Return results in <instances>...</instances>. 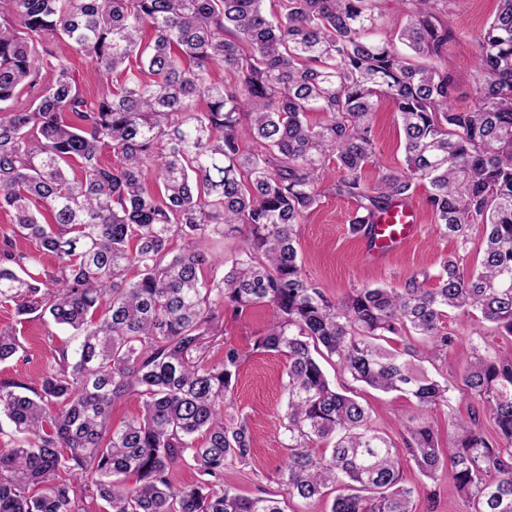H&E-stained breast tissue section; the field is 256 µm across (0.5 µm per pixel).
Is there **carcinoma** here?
I'll list each match as a JSON object with an SVG mask.
<instances>
[{"label":"carcinoma","mask_w":512,"mask_h":512,"mask_svg":"<svg viewBox=\"0 0 512 512\" xmlns=\"http://www.w3.org/2000/svg\"><path fill=\"white\" fill-rule=\"evenodd\" d=\"M448 2L396 0L405 24L393 39L379 34L380 0H0V208L15 226L0 235V302L71 332L36 382L0 381L14 427H0V512H85L88 499L100 512H286L275 492L224 482L226 461L254 454L247 419L229 414L242 352L226 344L220 360L189 363L225 310L257 304L273 320L253 351L288 362L275 478L288 500L416 512L432 493L405 484L404 464L434 481L448 459L464 512H512V354L472 337L454 383L413 364L447 359L451 311L512 336V0L478 37L467 111L452 101ZM59 41L73 57L54 52ZM85 64L106 80L93 100ZM383 99L405 167L367 184ZM105 149L117 163H101ZM332 163L343 173L332 191L356 202L353 235L370 237L378 213L423 186L438 237L465 253L482 227L481 269L455 254L434 288L328 298L304 273L297 235ZM214 238L240 245L214 256L203 248ZM415 336L423 349L386 348ZM19 350L1 330L0 362ZM350 381L425 412L466 393L494 434L472 412L451 422L446 448L426 420L404 425L398 444ZM121 400L142 413L116 427ZM179 466L200 480L175 485Z\"/></svg>","instance_id":"1"}]
</instances>
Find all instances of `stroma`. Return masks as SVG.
<instances>
[{"instance_id": "35a3bbf8", "label": "stroma", "mask_w": 512, "mask_h": 512, "mask_svg": "<svg viewBox=\"0 0 512 512\" xmlns=\"http://www.w3.org/2000/svg\"><path fill=\"white\" fill-rule=\"evenodd\" d=\"M497 5V0L453 2L456 39L448 49V68L456 78L454 104L458 109H469L476 102L477 38L493 18ZM374 135L376 159L365 173L370 181L376 179L379 171L397 170L404 163L403 134L388 102H381L377 109ZM412 199L420 211L417 236L387 259L379 261L369 256L365 239L349 231L354 200L325 193L317 210L299 227V253L307 276L318 282L335 300L364 285L384 284L402 288L413 277L424 279L426 287H434L433 275L442 258L455 251L456 243L450 238L437 237L425 188H418ZM270 320V311L264 306L253 307L239 315L225 313L221 329L208 337L207 347L202 352L207 361H214L219 359L225 343L229 342L243 353L231 397L235 412L247 416L257 447L251 465L228 464L224 469V480L244 496L254 495L259 486L265 485L267 476L274 474L286 457L279 428L285 407L280 376L286 360L253 350L254 338L266 331ZM444 326L459 338L443 365L449 378H456L465 369L469 355L465 338L472 332L482 333L489 349H512V337L498 335L479 313L451 314L445 319ZM0 328L15 329L25 349L24 358L0 363L1 380L32 382L52 362L56 345L68 337L67 332L53 329L50 323L36 317L18 322L14 306L10 303L0 304ZM357 394L369 408L375 422L395 439L400 436L402 422L412 418L428 420L437 425L440 432H447L449 420L455 416H467L475 404L474 399L458 393L449 407L426 413L419 410L414 401L396 394L386 395L362 386L358 387Z\"/></svg>"}]
</instances>
